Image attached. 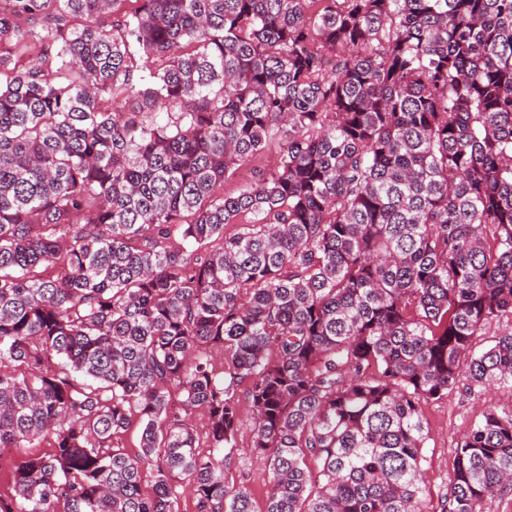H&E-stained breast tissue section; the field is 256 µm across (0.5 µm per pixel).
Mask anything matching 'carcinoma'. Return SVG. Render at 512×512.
I'll return each instance as SVG.
<instances>
[{
    "mask_svg": "<svg viewBox=\"0 0 512 512\" xmlns=\"http://www.w3.org/2000/svg\"><path fill=\"white\" fill-rule=\"evenodd\" d=\"M461 383L512 390V0L0 9V448L54 447L0 512H256L246 417L264 512H422ZM511 486L489 409L440 512ZM280 146L279 144H274L266 150L259 160L245 162L232 178L224 183V192H232L249 182L255 170L266 167L278 155ZM226 481L230 485L246 484L252 493L258 511L265 505L268 491V473L262 461L252 453V431L248 421H244L238 432L236 456L225 470Z\"/></svg>",
    "mask_w": 512,
    "mask_h": 512,
    "instance_id": "1",
    "label": "carcinoma"
}]
</instances>
